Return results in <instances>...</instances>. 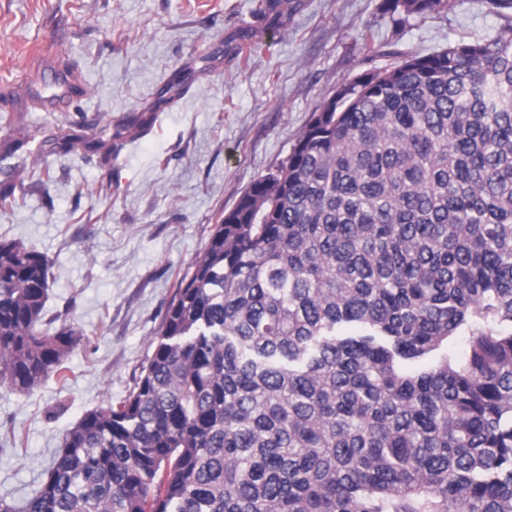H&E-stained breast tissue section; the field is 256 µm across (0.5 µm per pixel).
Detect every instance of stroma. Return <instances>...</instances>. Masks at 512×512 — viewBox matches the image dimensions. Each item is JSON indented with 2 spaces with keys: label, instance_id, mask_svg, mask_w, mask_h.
Listing matches in <instances>:
<instances>
[{
  "label": "stroma",
  "instance_id": "1",
  "mask_svg": "<svg viewBox=\"0 0 512 512\" xmlns=\"http://www.w3.org/2000/svg\"><path fill=\"white\" fill-rule=\"evenodd\" d=\"M381 3L0 0V241L51 261L44 330L84 332L67 379L0 384V498L31 497L84 413L128 395L220 215L339 86L500 25L488 0L398 24ZM55 62L84 94L24 104Z\"/></svg>",
  "mask_w": 512,
  "mask_h": 512
}]
</instances>
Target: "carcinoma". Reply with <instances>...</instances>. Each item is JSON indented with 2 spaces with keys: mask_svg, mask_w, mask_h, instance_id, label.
Returning <instances> with one entry per match:
<instances>
[{
  "mask_svg": "<svg viewBox=\"0 0 512 512\" xmlns=\"http://www.w3.org/2000/svg\"><path fill=\"white\" fill-rule=\"evenodd\" d=\"M489 2L495 35L370 69L313 113L214 225L133 390L0 512H512V0ZM49 268L0 241L19 392L83 339L41 330Z\"/></svg>",
  "mask_w": 512,
  "mask_h": 512,
  "instance_id": "carcinoma-1",
  "label": "carcinoma"
}]
</instances>
